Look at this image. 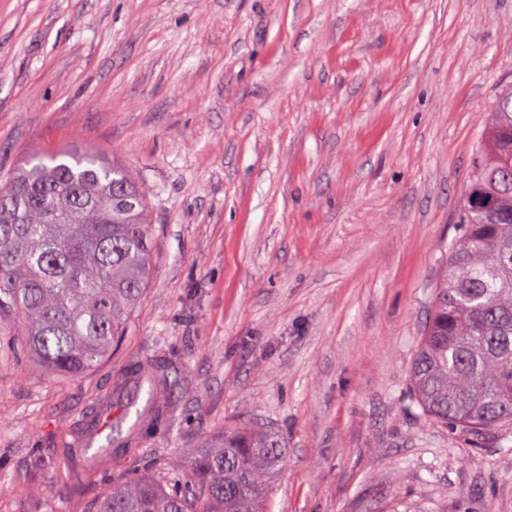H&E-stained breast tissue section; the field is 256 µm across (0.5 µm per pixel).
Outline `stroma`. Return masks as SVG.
Returning <instances> with one entry per match:
<instances>
[{
	"label": "stroma",
	"mask_w": 512,
	"mask_h": 512,
	"mask_svg": "<svg viewBox=\"0 0 512 512\" xmlns=\"http://www.w3.org/2000/svg\"><path fill=\"white\" fill-rule=\"evenodd\" d=\"M512 85V0H0V179L89 148L133 170L155 273L76 379L0 317V512L108 483L247 421L280 430L267 512H512V449L430 420L408 371L473 153ZM175 355L136 455L78 473L127 361Z\"/></svg>",
	"instance_id": "1"
}]
</instances>
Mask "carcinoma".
I'll use <instances>...</instances> for the list:
<instances>
[{"label":"carcinoma","instance_id":"carcinoma-1","mask_svg":"<svg viewBox=\"0 0 512 512\" xmlns=\"http://www.w3.org/2000/svg\"><path fill=\"white\" fill-rule=\"evenodd\" d=\"M512 90L498 95L462 196L457 234L435 287L409 373L424 414L464 435L512 438ZM156 238L139 180L103 154L60 151L19 165L0 186V313L22 320L21 348L55 376L99 366L123 336L153 270ZM172 361L145 353L114 390L112 442L88 455L136 447L146 423L173 409ZM148 387L137 423L124 408ZM286 442L274 427L204 435L186 459L153 457L152 471L107 488L96 512H264Z\"/></svg>","mask_w":512,"mask_h":512}]
</instances>
